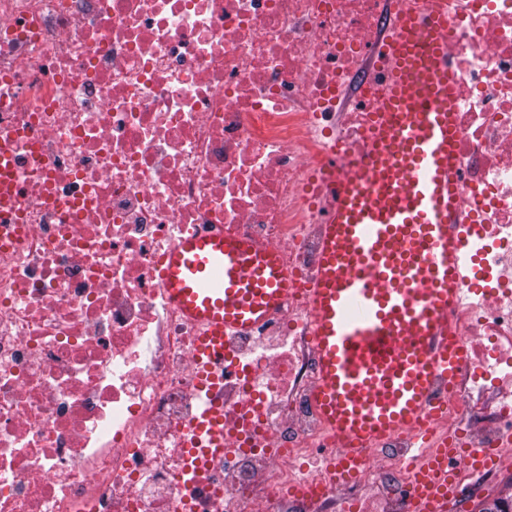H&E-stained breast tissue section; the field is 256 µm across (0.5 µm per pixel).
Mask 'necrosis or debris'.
Returning a JSON list of instances; mask_svg holds the SVG:
<instances>
[{
  "label": "necrosis or debris",
  "instance_id": "1",
  "mask_svg": "<svg viewBox=\"0 0 512 512\" xmlns=\"http://www.w3.org/2000/svg\"><path fill=\"white\" fill-rule=\"evenodd\" d=\"M398 4L448 24L466 359L412 440L340 470L308 293L328 157L363 168L385 94L368 74L386 0H0V136L26 186L0 227V512H421L440 448L457 455L437 512L512 495V0ZM206 229L288 271L267 320L225 336L220 375L161 285Z\"/></svg>",
  "mask_w": 512,
  "mask_h": 512
}]
</instances>
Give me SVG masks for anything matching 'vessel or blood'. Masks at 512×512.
Masks as SVG:
<instances>
[{
	"label": "vessel or blood",
	"instance_id": "1",
	"mask_svg": "<svg viewBox=\"0 0 512 512\" xmlns=\"http://www.w3.org/2000/svg\"><path fill=\"white\" fill-rule=\"evenodd\" d=\"M386 47L388 92L365 147L366 167L350 172L329 163L322 254L309 290L319 361L313 400L352 462L362 446L420 428L435 379L452 377L465 357L448 323L463 213L446 25L427 13L403 15ZM17 169V156L0 143V225L19 215L25 187ZM162 286L199 326L197 355L218 373L225 334L262 323L288 294L275 249L221 233L175 244ZM448 486L441 463L421 471L425 512Z\"/></svg>",
	"mask_w": 512,
	"mask_h": 512
}]
</instances>
